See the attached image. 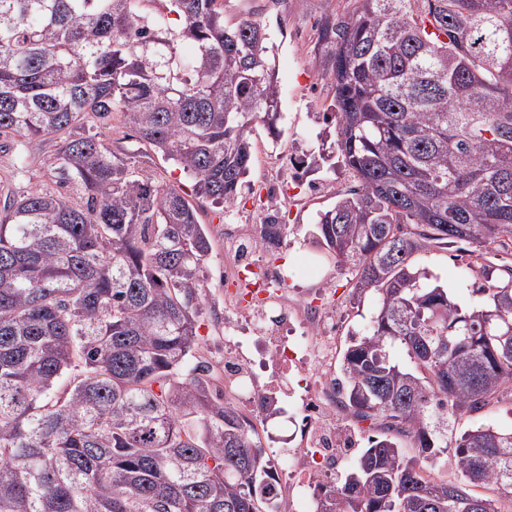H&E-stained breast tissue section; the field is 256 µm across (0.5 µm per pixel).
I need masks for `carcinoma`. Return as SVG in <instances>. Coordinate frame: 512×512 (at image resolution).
<instances>
[{"label":"carcinoma","mask_w":512,"mask_h":512,"mask_svg":"<svg viewBox=\"0 0 512 512\" xmlns=\"http://www.w3.org/2000/svg\"><path fill=\"white\" fill-rule=\"evenodd\" d=\"M345 2L317 65L356 186L316 224L353 296L375 298L336 384L342 411L382 433L320 503L500 512L512 428L456 422L512 390V267L464 305L412 256L512 240V0ZM274 48L224 0H0V134L55 142L62 188L0 209V512H284L257 430L189 367L205 225L99 131L122 113L227 208L249 187L253 125L283 134Z\"/></svg>","instance_id":"obj_1"}]
</instances>
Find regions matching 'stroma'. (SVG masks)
I'll list each match as a JSON object with an SVG mask.
<instances>
[{
  "mask_svg": "<svg viewBox=\"0 0 512 512\" xmlns=\"http://www.w3.org/2000/svg\"><path fill=\"white\" fill-rule=\"evenodd\" d=\"M342 0H226V14L237 19L253 13L275 36L276 70L278 73L281 126L284 133L272 141L263 125L252 129L253 163L251 191L239 196L236 208L243 218H251L259 202L258 194L270 179L279 158L299 155L309 164L306 178L319 185L317 193H309L306 185L296 191L292 213L287 220L281 246L270 252V260L288 268V296L295 300H311L318 287H325V302L334 304L337 322V350H344L350 335L369 324L373 299L361 303L351 300L352 276L337 270L332 263H317L320 250L313 241V217L317 210L330 206L337 192L352 183L348 175L333 172L328 144L329 126L323 114L333 96L329 84L317 71L318 33L324 16L342 11ZM19 138L0 135V194L19 192L31 187L55 190L51 175L54 142H45L32 150L24 168L15 165ZM195 206L199 220L205 224L212 252L203 267L204 286L200 290L202 313L198 319L199 361L209 363V375L216 388L224 386V221L225 212L199 199ZM417 265L438 275L444 287L450 288L466 303L478 299L481 288L496 282L500 264L512 263V242L496 245L475 255L468 243L448 247H429L415 255Z\"/></svg>",
  "mask_w": 512,
  "mask_h": 512,
  "instance_id": "1",
  "label": "stroma"
}]
</instances>
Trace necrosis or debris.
Here are the masks:
<instances>
[{
	"mask_svg": "<svg viewBox=\"0 0 512 512\" xmlns=\"http://www.w3.org/2000/svg\"><path fill=\"white\" fill-rule=\"evenodd\" d=\"M224 226V393L252 419L277 403L296 404L299 442L276 451L273 471L291 488L304 512L315 484L336 477V315L333 308L291 303L281 268L261 255V225L239 223L228 213Z\"/></svg>",
	"mask_w": 512,
	"mask_h": 512,
	"instance_id": "obj_1",
	"label": "necrosis or debris"
}]
</instances>
